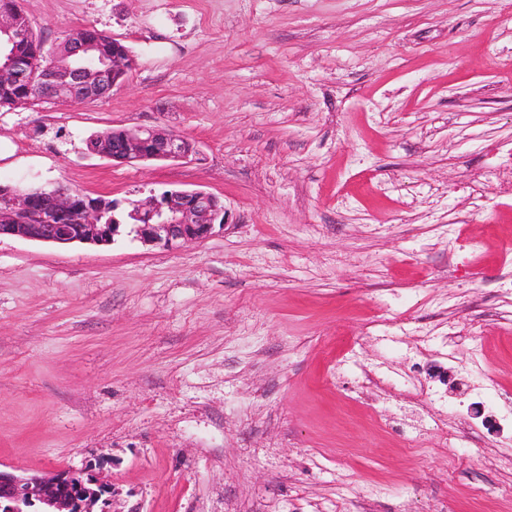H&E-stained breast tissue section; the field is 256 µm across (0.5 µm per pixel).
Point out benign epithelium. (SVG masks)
<instances>
[{
    "instance_id": "7a95c632",
    "label": "benign epithelium",
    "mask_w": 512,
    "mask_h": 512,
    "mask_svg": "<svg viewBox=\"0 0 512 512\" xmlns=\"http://www.w3.org/2000/svg\"><path fill=\"white\" fill-rule=\"evenodd\" d=\"M34 28L32 20L6 0L0 4V92L8 94L31 82L42 70L47 99L59 97L73 102L104 98L125 80L120 63L134 66L128 48L117 39L105 44L87 27L82 35L65 36L59 45L64 55L40 57L25 49ZM112 65H107V57ZM195 152L183 136L164 128L112 130V152L100 156L119 164L152 160H184ZM0 203L14 221L0 224V237L67 245H107L120 234V225L100 223L99 211L88 198L60 190L37 201L20 191H3ZM133 222L127 236L144 246L174 250L188 242L203 241L224 229V205L201 190H167L152 193L129 212ZM104 462L88 461L80 468L67 467L44 476L20 475L0 469V512H110L112 483L103 476Z\"/></svg>"
}]
</instances>
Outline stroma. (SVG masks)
Instances as JSON below:
<instances>
[{
    "mask_svg": "<svg viewBox=\"0 0 512 512\" xmlns=\"http://www.w3.org/2000/svg\"><path fill=\"white\" fill-rule=\"evenodd\" d=\"M45 46L93 25L135 66L103 99L0 115V181L104 195L200 189L226 227L175 250L0 239V464L106 462L112 512H489L506 449H455L360 367L408 375L418 332L483 346L512 390V0H20ZM162 127L182 161L85 138ZM350 353L348 369L336 359ZM415 429L421 451L405 445Z\"/></svg>",
    "mask_w": 512,
    "mask_h": 512,
    "instance_id": "stroma-1",
    "label": "stroma"
}]
</instances>
